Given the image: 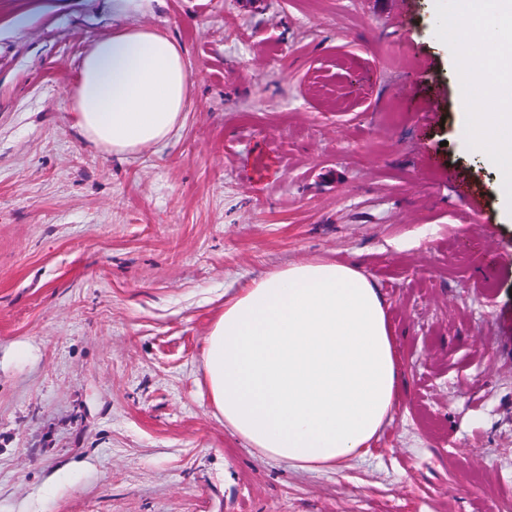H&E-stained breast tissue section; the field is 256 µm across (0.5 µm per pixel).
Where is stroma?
<instances>
[{
    "mask_svg": "<svg viewBox=\"0 0 512 512\" xmlns=\"http://www.w3.org/2000/svg\"><path fill=\"white\" fill-rule=\"evenodd\" d=\"M452 14L0 0V512H512V197L467 144ZM130 22L180 45L192 91L167 141L115 157L71 93ZM316 258L378 289L400 391L365 456L303 470L216 419L201 352L240 288Z\"/></svg>",
    "mask_w": 512,
    "mask_h": 512,
    "instance_id": "35a3bbf8",
    "label": "stroma"
}]
</instances>
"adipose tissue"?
<instances>
[{
  "mask_svg": "<svg viewBox=\"0 0 512 512\" xmlns=\"http://www.w3.org/2000/svg\"><path fill=\"white\" fill-rule=\"evenodd\" d=\"M459 66L480 89L471 149L512 178V0H454ZM180 46L137 24L80 61L73 119L115 156L166 141L183 121ZM215 416L260 455L301 469L365 453L400 370L377 288L354 266L293 263L252 281L214 317L203 348Z\"/></svg>",
  "mask_w": 512,
  "mask_h": 512,
  "instance_id": "obj_1",
  "label": "adipose tissue"
}]
</instances>
